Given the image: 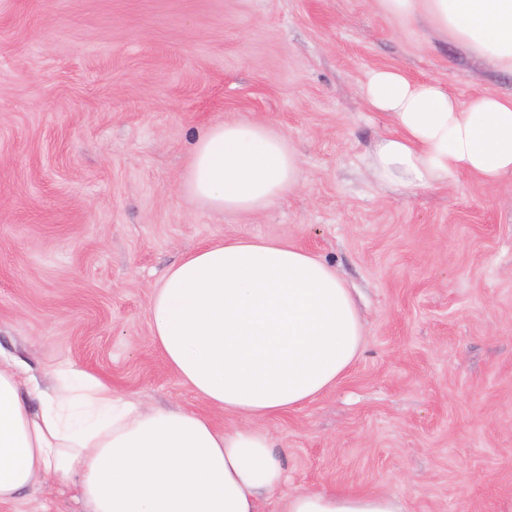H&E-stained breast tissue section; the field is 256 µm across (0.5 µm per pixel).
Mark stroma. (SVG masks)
<instances>
[{
    "label": "stroma",
    "instance_id": "35a3bbf8",
    "mask_svg": "<svg viewBox=\"0 0 512 512\" xmlns=\"http://www.w3.org/2000/svg\"><path fill=\"white\" fill-rule=\"evenodd\" d=\"M461 101L512 74L376 0H0V351L43 384L69 359L147 406L208 412L153 342V288L227 238L282 240L333 264L365 327L349 375L260 420L285 490L396 496L404 512H512V179L388 192L367 169L391 128L372 69ZM256 119L295 149L275 206L216 214L182 188L190 141ZM0 512H83L43 482Z\"/></svg>",
    "mask_w": 512,
    "mask_h": 512
}]
</instances>
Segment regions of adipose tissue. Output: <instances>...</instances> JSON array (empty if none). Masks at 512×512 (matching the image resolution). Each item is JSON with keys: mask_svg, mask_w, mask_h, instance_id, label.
<instances>
[{"mask_svg": "<svg viewBox=\"0 0 512 512\" xmlns=\"http://www.w3.org/2000/svg\"><path fill=\"white\" fill-rule=\"evenodd\" d=\"M406 29L426 24L512 72V0H377ZM364 97L394 129L368 169L398 191L472 174L512 178V97L460 101L446 85L396 68L370 73ZM298 156L265 123L209 126L192 138L188 195L214 213L269 207L295 189ZM167 364L208 405L246 419L280 418L336 387L364 330L350 288L321 257L276 240L227 239L185 255L149 304ZM52 388L0 353V504L40 479L75 483L85 512H258L286 469L270 437L222 429L196 411L141 405L73 363ZM282 512H403L396 498L338 488L289 493Z\"/></svg>", "mask_w": 512, "mask_h": 512, "instance_id": "obj_1", "label": "adipose tissue"}]
</instances>
